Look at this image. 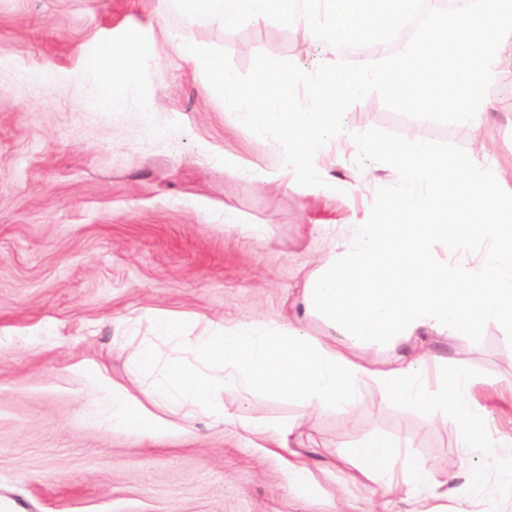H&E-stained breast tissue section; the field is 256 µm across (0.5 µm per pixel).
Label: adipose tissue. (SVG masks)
I'll use <instances>...</instances> for the list:
<instances>
[{
  "mask_svg": "<svg viewBox=\"0 0 512 512\" xmlns=\"http://www.w3.org/2000/svg\"><path fill=\"white\" fill-rule=\"evenodd\" d=\"M150 63L136 51L118 57L105 46L85 57L77 79L90 103L121 112ZM361 148L378 155L394 180L385 190L381 220L352 225L306 282L302 314L325 324L326 340L274 319L212 324L196 335L186 319L155 312L153 334L134 359L141 397L99 366L77 367L87 382L83 418L101 429L155 440L184 434L180 418L201 415L263 452L288 447L297 424L268 427L230 414L225 394L287 400L336 415L372 386L391 402L450 414L465 452L492 455L511 448L512 436L490 430L487 412L473 397L469 369L440 361L445 381L434 387L424 357L398 355L379 367L345 350L392 349L420 329L475 336L489 322L512 324V202L503 203L497 174L473 155L442 151L422 139L365 140ZM438 242L447 251L440 264L432 256ZM157 405L167 416L154 413ZM353 457L363 477L389 488L401 485L420 495L438 484L427 463L403 453L395 439L373 438Z\"/></svg>",
  "mask_w": 512,
  "mask_h": 512,
  "instance_id": "obj_1",
  "label": "adipose tissue"
}]
</instances>
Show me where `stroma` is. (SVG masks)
I'll return each mask as SVG.
<instances>
[{
    "label": "stroma",
    "instance_id": "obj_1",
    "mask_svg": "<svg viewBox=\"0 0 512 512\" xmlns=\"http://www.w3.org/2000/svg\"><path fill=\"white\" fill-rule=\"evenodd\" d=\"M158 9L159 0H0V60L14 72L0 78V496L17 512H512L503 480L512 447L463 456L452 417L389 402L372 387L336 416L225 395L230 413L298 423L296 442L272 454L205 418L154 441L85 424L73 368L102 366L139 395L133 354L152 334L149 312L297 321L308 276L349 225L376 221L393 179L359 140L423 138L474 155L512 198V48L502 57L506 78L487 92L481 135L401 115L372 93L321 148L324 186L306 187L279 174L278 143L238 125L204 73L173 50L168 34L182 19H158ZM301 31L267 18L193 37L225 49L242 75L260 52L306 72L334 62ZM106 41L163 67L141 71L121 112L100 111L72 80ZM36 69L52 79L30 82ZM396 352L471 368L491 426L512 435V326L490 322L475 336L421 330ZM376 435L406 440L436 470V496L386 489L343 461ZM288 459L307 463L310 490H290ZM469 469L483 473L486 490L464 500L454 488Z\"/></svg>",
    "mask_w": 512,
    "mask_h": 512
}]
</instances>
